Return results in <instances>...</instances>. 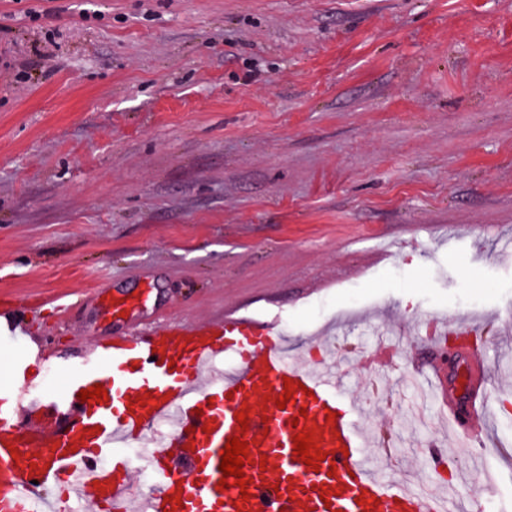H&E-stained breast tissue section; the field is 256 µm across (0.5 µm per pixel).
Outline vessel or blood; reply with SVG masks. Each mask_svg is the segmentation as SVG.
Wrapping results in <instances>:
<instances>
[{
  "mask_svg": "<svg viewBox=\"0 0 512 512\" xmlns=\"http://www.w3.org/2000/svg\"><path fill=\"white\" fill-rule=\"evenodd\" d=\"M237 362L205 381L215 359ZM61 373V386L40 390L41 369ZM440 391L445 417L461 446L482 435L485 366L471 360L457 394L445 368L415 365ZM16 385L0 387V512H28L53 489L43 512H75L91 499L95 512H455L448 494L424 495L384 481L366 455L359 413L340 401L333 367L303 368L288 356L278 322L225 313L218 320L166 319L145 332L94 344L77 360H55L27 345L14 364ZM102 385L104 401H80ZM287 396L285 408L274 400ZM269 397L262 407L254 397ZM246 412L249 430L236 415ZM175 422L162 448L145 460L160 477L157 493L131 483L134 464L103 468L99 457L144 437L162 418ZM312 433L326 458L319 466L295 456L296 435ZM248 443L246 485L221 488L224 448Z\"/></svg>",
  "mask_w": 512,
  "mask_h": 512,
  "instance_id": "b4317fda",
  "label": "vessel or blood"
}]
</instances>
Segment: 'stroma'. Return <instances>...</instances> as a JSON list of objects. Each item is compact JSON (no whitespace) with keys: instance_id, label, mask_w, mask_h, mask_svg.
Here are the masks:
<instances>
[{"instance_id":"35a3bbf8","label":"stroma","mask_w":512,"mask_h":512,"mask_svg":"<svg viewBox=\"0 0 512 512\" xmlns=\"http://www.w3.org/2000/svg\"><path fill=\"white\" fill-rule=\"evenodd\" d=\"M511 239L512 0H0V312L51 355L278 320L292 354L335 345L377 462L429 486L412 367L462 323L485 434L441 457L512 512Z\"/></svg>"}]
</instances>
